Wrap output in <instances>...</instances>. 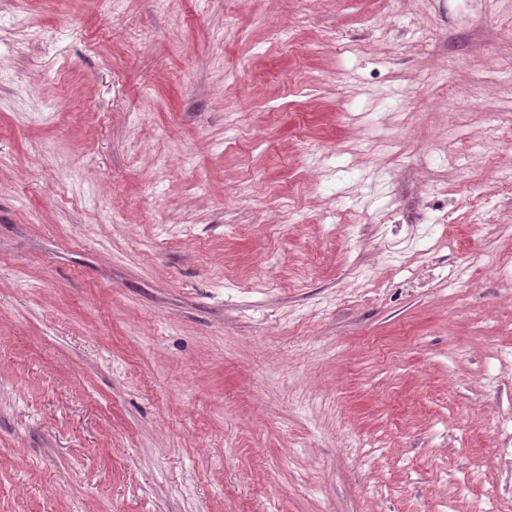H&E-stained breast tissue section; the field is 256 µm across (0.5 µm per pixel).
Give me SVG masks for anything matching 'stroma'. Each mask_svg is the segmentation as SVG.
<instances>
[{"label": "stroma", "mask_w": 512, "mask_h": 512, "mask_svg": "<svg viewBox=\"0 0 512 512\" xmlns=\"http://www.w3.org/2000/svg\"><path fill=\"white\" fill-rule=\"evenodd\" d=\"M512 0H0V512H512Z\"/></svg>", "instance_id": "obj_1"}]
</instances>
